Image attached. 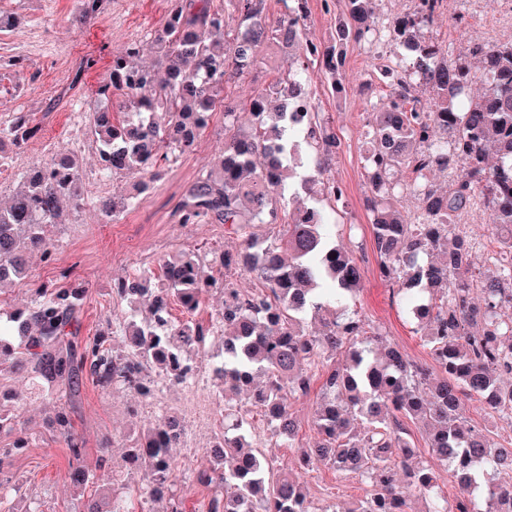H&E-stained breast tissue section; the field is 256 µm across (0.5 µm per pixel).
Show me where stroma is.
Segmentation results:
<instances>
[{
	"label": "stroma",
	"instance_id": "1",
	"mask_svg": "<svg viewBox=\"0 0 512 512\" xmlns=\"http://www.w3.org/2000/svg\"><path fill=\"white\" fill-rule=\"evenodd\" d=\"M75 6L76 0H0V17L14 21L13 26L0 30V123H6L13 113L26 112L39 128L22 147L7 146V162L0 167V205L10 202L22 174L44 166L61 152L79 157L82 198L78 206L64 202V223L46 229L47 238L60 245L54 261L45 262L40 253H33L29 259L32 283L0 287V318L29 304L33 283L55 282L68 273L86 289L78 322V334L84 340L105 329L112 312L121 311V303L112 298L114 280L143 268L159 271L165 258L181 250L212 256L232 252L238 239L227 226L184 225L173 215L186 188L224 148V114L220 111L213 113L193 148L165 166L162 177L147 189H137L132 178L114 176L113 196H129L133 202L118 218L106 215L91 190L100 165L87 116L96 107V89L112 55L126 43L145 42L141 62L155 64L157 55L147 42L163 26L169 0H110L102 22L92 26L73 22ZM459 12L470 17L469 27L462 30L448 24L449 17ZM445 14L428 35L452 43L457 56L467 57L476 41L512 39V24L498 19L490 0H449ZM262 56L250 76L224 86L225 96L238 104V123L245 128L250 125L247 103L254 91L287 77L291 69L287 53L276 45L264 46ZM372 56L368 43L348 42L339 89L321 79L311 86L316 107L330 118L340 141L324 174L325 179L342 183L347 196L344 212L333 221L332 234L361 267L359 316L378 328L384 343L398 345L410 361L429 367L433 364L430 351L393 301L391 284L380 279L379 258L373 248L372 214L366 203L371 191L362 145L369 114L385 103L388 89L372 71ZM89 58L94 59V66L81 70V62ZM462 221L474 241L473 264L486 269L488 254L499 249L489 213L478 205ZM161 401L182 417L188 430L187 440L173 448L172 456L178 476L174 491L191 510L217 492L216 487L191 482L188 476L203 466L206 445L224 429V400L210 376L192 391L168 387ZM316 401L313 393L288 397V408L299 425L297 436L290 443L269 439L266 453L273 458L275 469L298 472L311 512H346L368 496L369 483L327 467L304 470L299 466L300 448L318 438L313 423ZM0 403L15 410L30 441L28 448L14 452L12 437H0V448L8 451L0 462V479L9 486L0 493V512H74L79 497H95L108 483L124 486L125 512H167L168 500L139 495L138 478L126 462L133 432L156 419L150 401L120 386L104 391L84 380L71 419L83 441V464L95 478L79 494L67 479L69 452L46 424L53 402L34 390L26 374L0 371ZM403 428L416 459L434 466L439 495L457 498V480L449 468L437 464L426 443L425 426L407 419Z\"/></svg>",
	"mask_w": 512,
	"mask_h": 512
}]
</instances>
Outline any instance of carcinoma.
Instances as JSON below:
<instances>
[{"label": "carcinoma", "instance_id": "obj_1", "mask_svg": "<svg viewBox=\"0 0 512 512\" xmlns=\"http://www.w3.org/2000/svg\"><path fill=\"white\" fill-rule=\"evenodd\" d=\"M280 2L284 11L272 21L263 0H225L223 7L214 0H170L168 19L154 32L157 66L136 63L140 41L113 55L89 120L104 169L157 179L208 127L224 84L258 65L263 42L288 50L294 72L276 81L273 93L253 95L249 131H240L236 106L224 102V153L186 189L175 210L179 224H228L241 237L239 250L220 257L222 277L207 274V255L187 252L163 265L161 288L150 293L144 311L140 298L149 293L153 273L123 277L112 294L127 311L86 342L75 329L85 289L69 275L37 284L30 305L0 328V368L27 373L36 390L51 395L78 391L87 375L103 389L122 385L147 396L152 369L181 381L188 371L181 360L205 354L210 337L217 336L224 447H215L196 481L221 486L224 494L200 512H260L270 500L280 512H310L300 480L274 470L265 452L253 448L251 410L241 395L260 409L273 433L291 439L296 425L284 400L308 395L317 380L320 441L300 449V460L368 480L371 493L349 512H407L410 494L435 488L432 467L408 464L413 452L402 416L426 424L427 447L453 467L465 492L452 505L436 497L431 512H512V481L491 479L512 473V448L494 446L460 416L464 400L474 399L488 415L512 417V383H503L512 377V315L505 314L512 308V40L476 44L470 50L475 69L453 58L452 44L422 36L435 17L419 9L382 25L396 49L412 43L418 53L402 65L391 56L374 64L392 92L371 113L363 148L373 242L379 276L396 286L392 296L422 331L438 367L434 373L396 345L371 348L381 334L350 310L361 270L333 242L327 217L344 190L336 185L326 207L319 180L306 173L310 167L323 172L340 145L312 99L314 65L324 61L339 78L343 55L307 35V0ZM375 2L346 0L344 38L367 41ZM106 3L77 0L74 20L99 22ZM227 6L239 19L233 32L226 29ZM418 84L431 98L423 102L413 94ZM289 102H301L311 113L291 119ZM116 111L123 114L119 122ZM304 116L307 126L296 128ZM37 132L26 112L0 128L17 147ZM450 141L456 145L451 152ZM401 166L412 174L405 186L394 179ZM447 170L455 175L442 190L430 175ZM78 180L71 154L23 175L11 204L0 206V284L28 279L31 250L52 261L57 244L46 240L44 228L64 223L61 203L80 199ZM406 190L418 201L413 212L394 204ZM478 203L490 211L500 244L497 262L484 272L475 271L472 240L457 224ZM242 273L252 275L259 289L236 287L233 277ZM214 289L224 294L219 327L172 317V303L191 315ZM308 316L322 321L319 333L305 331ZM117 336L124 342L120 352L112 347ZM335 352L342 363L329 362ZM52 425L77 462L70 484L81 489L93 474L78 464L84 448L66 403H58ZM182 434L180 419L167 415L133 441L127 459L142 475L141 493L151 496L174 485L170 450ZM119 498L111 486L78 512H114Z\"/></svg>", "mask_w": 512, "mask_h": 512}]
</instances>
